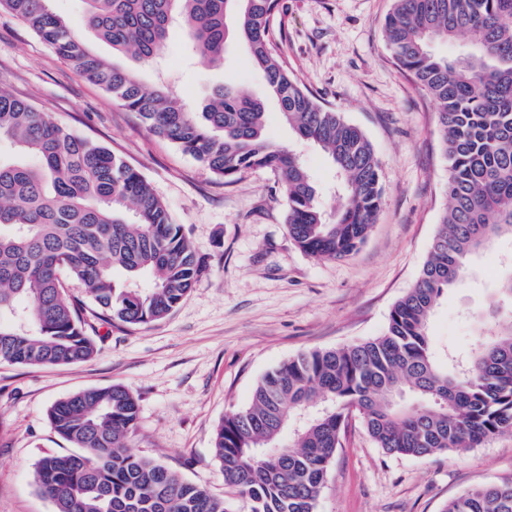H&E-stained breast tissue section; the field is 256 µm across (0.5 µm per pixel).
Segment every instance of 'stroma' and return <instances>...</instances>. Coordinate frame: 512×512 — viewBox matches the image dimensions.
<instances>
[{
	"label": "stroma",
	"instance_id": "obj_1",
	"mask_svg": "<svg viewBox=\"0 0 512 512\" xmlns=\"http://www.w3.org/2000/svg\"><path fill=\"white\" fill-rule=\"evenodd\" d=\"M284 3L275 30L289 69L320 103L363 130L382 165V209L365 243L344 259L319 260L295 244L273 172L247 170L224 183L77 75L25 24L0 14V88L138 169L208 266L163 320L95 322L100 350L91 360L0 362V512H53L32 473L45 455L74 447L52 429L48 409L74 392L113 384L128 389L138 404L131 452L225 497L212 451L224 416L247 407L256 382L288 358L382 335L393 305L416 282L446 207L448 161L434 102L397 68L387 48L385 20L393 0ZM50 8L99 55L113 56L87 28L82 0H50ZM116 59L137 68L145 85L166 81L196 111L216 86L242 84L264 102L268 135L301 157L319 204L335 212V169L324 152L281 121L242 43L228 42L223 63L209 65L175 27L152 66ZM511 262L510 238L470 259L466 276L431 318L437 347L470 350L479 316ZM511 481L512 434L459 455L394 456L378 448L354 417L327 468L316 512H441L466 490Z\"/></svg>",
	"mask_w": 512,
	"mask_h": 512
}]
</instances>
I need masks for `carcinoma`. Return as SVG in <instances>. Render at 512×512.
<instances>
[{
	"instance_id": "carcinoma-1",
	"label": "carcinoma",
	"mask_w": 512,
	"mask_h": 512,
	"mask_svg": "<svg viewBox=\"0 0 512 512\" xmlns=\"http://www.w3.org/2000/svg\"><path fill=\"white\" fill-rule=\"evenodd\" d=\"M50 0H0L7 12L76 73L146 127L231 183L244 170L279 177L293 241L318 259L355 252L383 205L381 162L365 133L303 89L279 53L283 0H85L86 25L149 64L171 23L201 60L224 62L234 34L262 71L282 121L329 156L341 204L317 202L296 153L266 135L262 103L224 84L199 112L161 84L95 54L49 8ZM397 67L435 103L448 160L447 206L419 277L393 305L384 333L289 358L256 384L249 406L214 435L224 486L249 512H316L329 464L356 414L386 453L427 457L512 433V317L490 308L470 352L438 354L429 321L469 258L512 238V0H394L385 22ZM469 43L455 58L432 43ZM0 362L73 364L97 352L92 316L144 325L167 317L203 265L144 175L121 156L55 123L0 89ZM54 430L81 449L49 455L34 482L54 512H228L226 502L163 464L128 451L138 406L121 385L91 387L48 409ZM442 512H512V482L468 490Z\"/></svg>"
}]
</instances>
